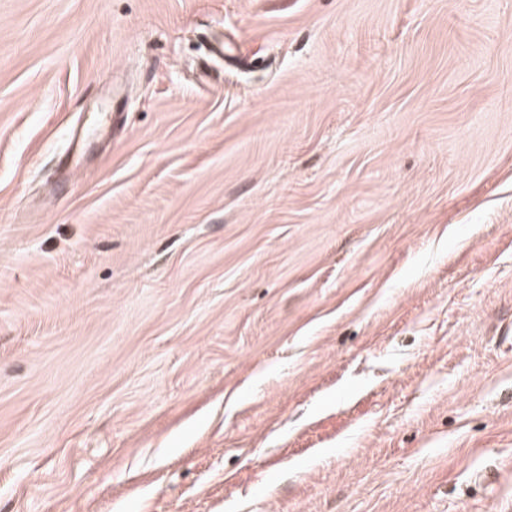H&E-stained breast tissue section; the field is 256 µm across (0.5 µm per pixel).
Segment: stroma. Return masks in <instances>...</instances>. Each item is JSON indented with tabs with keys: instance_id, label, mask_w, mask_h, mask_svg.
<instances>
[{
	"instance_id": "obj_1",
	"label": "stroma",
	"mask_w": 512,
	"mask_h": 512,
	"mask_svg": "<svg viewBox=\"0 0 512 512\" xmlns=\"http://www.w3.org/2000/svg\"><path fill=\"white\" fill-rule=\"evenodd\" d=\"M509 324L512 0H0V512H512Z\"/></svg>"
}]
</instances>
